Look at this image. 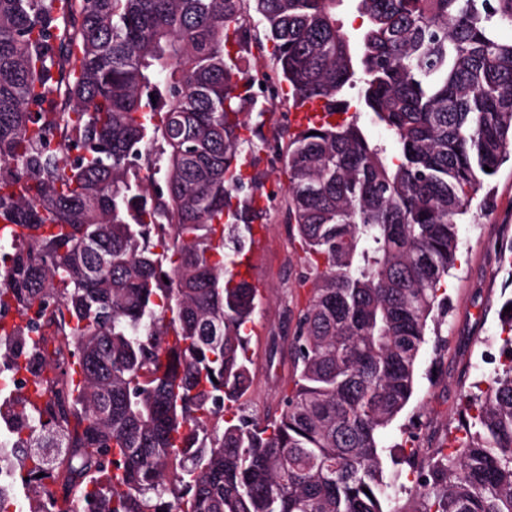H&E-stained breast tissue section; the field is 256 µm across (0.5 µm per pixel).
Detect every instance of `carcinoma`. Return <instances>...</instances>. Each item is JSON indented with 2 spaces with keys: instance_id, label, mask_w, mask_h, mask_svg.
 <instances>
[{
  "instance_id": "obj_1",
  "label": "carcinoma",
  "mask_w": 512,
  "mask_h": 512,
  "mask_svg": "<svg viewBox=\"0 0 512 512\" xmlns=\"http://www.w3.org/2000/svg\"><path fill=\"white\" fill-rule=\"evenodd\" d=\"M249 1L263 80L333 106L358 87L394 154L338 110L285 147L263 134ZM340 2L0 0V376L32 375L0 395V512L17 488L27 512H389L387 430L429 336L447 350L430 323L462 217L512 159V0H356L354 36ZM256 138L286 165L306 293L273 418L233 411L259 294L239 267L268 212L242 174ZM499 319L504 361L464 391L415 512H512ZM250 15L252 18L250 19L251 26H252V34L256 35L260 38L264 44L263 51H260L257 47V43L255 40H253L250 43V48L247 51L242 52L243 56V66L247 67L249 70H251L252 73H255L256 71H264L272 66L273 63V57L270 54L271 48L270 43H266L265 37H264V31L262 29V26L259 25L256 27L257 22V16L254 14L253 10L250 9ZM255 25V28L253 26ZM268 45V46H267Z\"/></svg>"
}]
</instances>
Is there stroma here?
Segmentation results:
<instances>
[{
  "label": "stroma",
  "instance_id": "1",
  "mask_svg": "<svg viewBox=\"0 0 512 512\" xmlns=\"http://www.w3.org/2000/svg\"><path fill=\"white\" fill-rule=\"evenodd\" d=\"M481 197L482 205L474 206L460 226L457 268L446 283L450 309L440 333L448 340V350L439 356L431 345L423 346L415 393L387 431L386 441L394 449L384 462L385 471L404 484L414 478L405 457H425L447 441L449 428L456 426L464 368L476 365L486 341L499 339L498 312L512 297V266L500 260L502 245L512 242V160L487 180ZM255 240L251 255L260 301L249 344L253 385L239 405L246 414L262 416L278 408L291 374L288 339L295 324L291 310L300 263L282 208L270 210ZM406 430L417 435L416 448L401 447Z\"/></svg>",
  "mask_w": 512,
  "mask_h": 512
}]
</instances>
